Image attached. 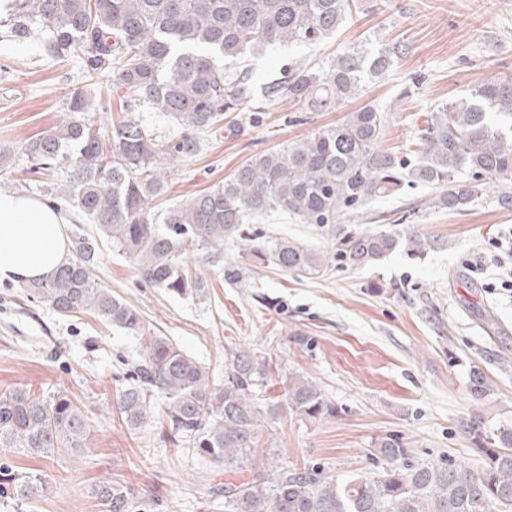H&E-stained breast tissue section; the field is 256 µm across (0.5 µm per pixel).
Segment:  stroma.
Segmentation results:
<instances>
[{
    "mask_svg": "<svg viewBox=\"0 0 512 512\" xmlns=\"http://www.w3.org/2000/svg\"><path fill=\"white\" fill-rule=\"evenodd\" d=\"M356 3L320 45L279 46L248 56L241 68L262 86L295 63L325 62L345 45L405 42L409 49L391 71L367 84L360 100L332 112L302 118L288 102L275 101L263 112L225 119L205 133L197 156L179 162L161 205L222 185L251 156L341 122L362 103L388 115L380 148H403L435 105L512 74V0H391L387 10L379 0ZM87 82L80 58L59 64L41 57L34 42H0V150L11 157L0 170V191L50 199L55 176L26 173L22 147L56 126L67 90ZM429 194L419 184L407 187L345 221L363 226L372 213L403 215L418 235L435 240L434 249L399 250L370 265L307 278L244 262L228 244L223 265H241L240 286L225 281L223 265L198 262L191 249L187 255L207 282L197 299L146 285L125 253L104 246L94 280L139 310L138 333L87 313L59 315L21 284L0 282V390L65 391L91 426L88 448L77 453L32 458L0 450V464L46 484L31 500L0 499V512H104L92 491L105 482L132 491L140 512H224V485L237 473L199 456L187 439L170 438L159 420L134 430L114 410L152 336L168 338L219 377L232 350L268 357L270 373L257 398L280 411L267 419L261 442L276 450L279 465L316 467L341 479L369 476L380 467L375 441L393 435L413 460L481 466L463 422L476 416L488 432L512 428V290L502 286L512 264L496 247L512 233V210L489 195L448 212L428 207ZM258 229L317 251L330 242L325 231L277 212L260 219ZM476 370L489 383L479 400L470 391ZM292 376L315 381L335 416L310 420L285 409Z\"/></svg>",
    "mask_w": 512,
    "mask_h": 512,
    "instance_id": "35a3bbf8",
    "label": "stroma"
}]
</instances>
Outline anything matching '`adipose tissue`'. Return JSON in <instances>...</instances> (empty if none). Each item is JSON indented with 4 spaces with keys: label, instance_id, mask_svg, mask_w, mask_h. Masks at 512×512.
<instances>
[{
    "label": "adipose tissue",
    "instance_id": "obj_1",
    "mask_svg": "<svg viewBox=\"0 0 512 512\" xmlns=\"http://www.w3.org/2000/svg\"><path fill=\"white\" fill-rule=\"evenodd\" d=\"M68 258L65 221L57 207L26 193H0V282L42 279Z\"/></svg>",
    "mask_w": 512,
    "mask_h": 512
}]
</instances>
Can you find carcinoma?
<instances>
[{
  "label": "carcinoma",
  "mask_w": 512,
  "mask_h": 512,
  "mask_svg": "<svg viewBox=\"0 0 512 512\" xmlns=\"http://www.w3.org/2000/svg\"><path fill=\"white\" fill-rule=\"evenodd\" d=\"M349 15L348 0H15L6 23L9 41L39 40L53 61L83 59L89 80L118 77L125 89L123 117L103 132L88 117V95L70 92L60 123L23 146L25 171L64 179L55 197L89 219L72 235V258L48 278L27 285L57 313L86 312L130 332L141 328L138 310L98 287L92 275L103 243L133 258L142 281L178 296H199L204 281L190 272L187 249L219 263L224 244L235 243L255 260L284 272L317 275L332 265L358 267L397 251L422 254L435 245L397 224L369 232L342 219L404 187L432 189V207L459 211L483 196L481 179L512 181V76L473 88L464 98L435 106L416 131L414 149L378 147L387 113L364 105L332 126L279 150L258 153L224 184L169 207L152 203L166 192L176 162L203 149L202 135L228 112L255 107L248 73L229 74L224 62L273 45L316 44L336 33ZM407 51L403 42L344 46L326 66L299 65L265 87L263 98L286 100L298 112H329L358 96L364 83L387 74ZM150 105L175 130L165 140L137 119ZM268 211L287 213L331 235L320 253L288 239H269L249 227ZM269 361L253 350L230 353L224 381L163 336L152 337L135 367L136 379L117 397L122 421L137 429L154 418L147 391L164 399L172 430L224 470L249 478L224 484V512H493L512 508V429L489 435L473 416L464 432L480 446L483 464L409 463L397 438L374 443L382 462L371 477L338 480L311 469L277 465L273 448H259L265 417L254 388ZM470 389L481 399L488 381L472 372ZM288 410L307 419L335 415L320 387L288 378ZM90 427L66 393L0 391V449L46 457L86 447ZM37 481L0 467V492L24 501ZM93 496L105 512H133V494L110 484Z\"/></svg>",
  "instance_id": "cac0c4a2"
}]
</instances>
